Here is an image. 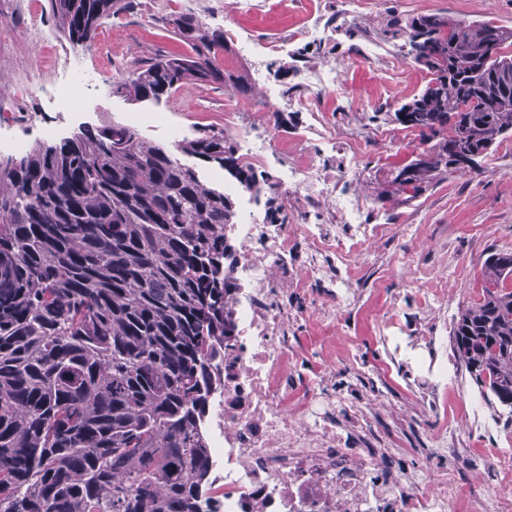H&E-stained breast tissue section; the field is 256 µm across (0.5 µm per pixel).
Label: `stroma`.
<instances>
[{"instance_id": "35a3bbf8", "label": "stroma", "mask_w": 512, "mask_h": 512, "mask_svg": "<svg viewBox=\"0 0 512 512\" xmlns=\"http://www.w3.org/2000/svg\"><path fill=\"white\" fill-rule=\"evenodd\" d=\"M260 12H247L238 0H134L131 7L104 20L90 49L72 46L58 32L50 15L49 0H0V122L9 125L13 134L27 144L62 139L82 125L100 126L117 119L132 124L134 118L148 112L166 116L162 126L138 127L149 141L170 145L167 130L181 128L191 139L201 130L224 127V110L234 106L240 122L260 134H276L288 139L294 129L305 122L304 114L273 107L265 98L248 99L235 95L220 85L204 88L187 87L158 103H137L117 97L112 91H93L79 113L63 116L45 107L35 94L38 86L53 83L63 66L71 60L81 61L88 69L128 72L137 65L166 55H185L189 48L171 28L162 26V15L194 11L205 15L210 26L237 28L250 33L255 42L271 44L288 37L301 19L288 10V0H266ZM407 13H443L457 19L476 17L493 19L512 29V0H358V18L373 20L388 9ZM41 21L48 35L42 42L29 36L33 21ZM334 62L342 68L340 95L326 94L318 99L324 120L335 123L340 110H348L354 123H364L384 97L392 101L411 98L425 84L423 72L407 64L393 93H386L380 74L368 65L350 60L347 45H339L334 55L311 58L312 66ZM354 148L364 172L360 188L366 199L378 192L382 171L388 165L410 158L413 144L391 150H378L365 141ZM385 215L395 226L376 243L368 263L355 271L357 285L366 292L365 302L348 317L349 334L310 324L297 328L296 336L311 350L335 345L337 361L355 356L365 372L363 382L383 390L388 405L384 418L396 421L394 429L381 433L385 444L402 449L405 456L431 447V436L444 427L463 424V452L455 457L456 465L477 468L475 480L464 486L460 498L469 501L487 486L512 482V469L490 464L494 448L501 443L495 433L468 428L470 399L480 398V390L467 375L449 379L442 392V412L426 422H418V395L405 369L395 367L381 334V323L392 320L405 326L420 324L424 334L439 336L452 324L461 305L477 297L481 288L480 265L488 253L512 251V139L504 141L485 160L483 172L475 177H449L419 199L400 204L387 202ZM426 225L423 239L400 235L398 225ZM417 258L434 272L431 281L405 296L400 308L392 301L401 291L394 273L399 262ZM448 288L446 311L435 310L430 300L440 286Z\"/></svg>"}]
</instances>
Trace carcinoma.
Listing matches in <instances>:
<instances>
[{
  "label": "carcinoma",
  "instance_id": "obj_1",
  "mask_svg": "<svg viewBox=\"0 0 512 512\" xmlns=\"http://www.w3.org/2000/svg\"><path fill=\"white\" fill-rule=\"evenodd\" d=\"M131 0H50L72 46H91ZM193 51L155 58L112 92L159 102L187 85L249 96V75L219 66L224 31L193 13L160 16ZM375 38L425 72L424 90L368 122L415 134L417 156L387 171L408 203L448 176L479 170L512 136V29L488 20L388 11L345 38ZM224 170L288 222L271 176L224 132L176 145L112 121L0 160V512H203L202 433L229 335L236 203L175 156ZM452 350L470 380L512 417V251L487 255Z\"/></svg>",
  "mask_w": 512,
  "mask_h": 512
}]
</instances>
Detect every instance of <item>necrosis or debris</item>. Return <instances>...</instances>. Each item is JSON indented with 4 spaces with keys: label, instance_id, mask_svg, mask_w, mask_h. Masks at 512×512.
I'll return each mask as SVG.
<instances>
[{
    "label": "necrosis or debris",
    "instance_id": "obj_1",
    "mask_svg": "<svg viewBox=\"0 0 512 512\" xmlns=\"http://www.w3.org/2000/svg\"><path fill=\"white\" fill-rule=\"evenodd\" d=\"M352 3L329 0L272 53L334 44L351 23ZM339 73L335 64L296 66L292 107L312 111L314 97L339 88ZM111 81L108 73L69 70L41 96L66 114L81 108L91 84ZM233 120L225 113V132L244 160L265 170L279 141L254 140ZM353 137L346 121L300 125L291 138L300 159L280 185L301 203L302 222L267 223L246 196L251 222L224 228L234 249L229 272L237 288L228 310L235 330L224 339L223 381L203 424L214 477L209 512H456L471 479L468 470L436 474L399 464L398 449L377 440L384 397L337 382L329 353L308 351L289 334L306 322L345 327L361 298L353 268L386 233L352 191L362 177ZM391 342L416 372L422 408L436 412L448 380L447 337L395 334Z\"/></svg>",
    "mask_w": 512,
    "mask_h": 512
}]
</instances>
